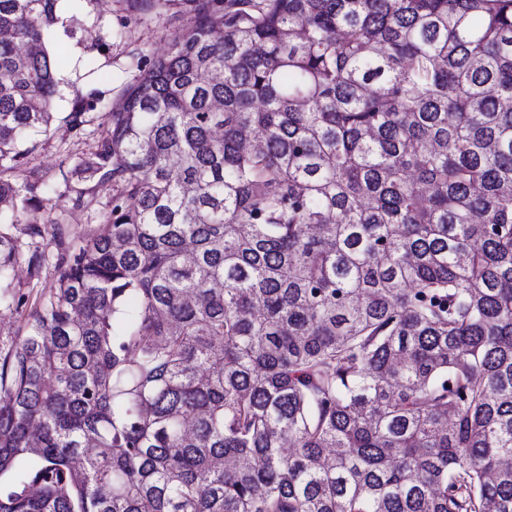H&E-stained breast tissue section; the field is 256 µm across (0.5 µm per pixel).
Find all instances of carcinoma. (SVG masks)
Segmentation results:
<instances>
[{"label": "carcinoma", "mask_w": 512, "mask_h": 512, "mask_svg": "<svg viewBox=\"0 0 512 512\" xmlns=\"http://www.w3.org/2000/svg\"><path fill=\"white\" fill-rule=\"evenodd\" d=\"M57 2L0 0V512H512V0H184L48 253ZM14 277V284L20 286L27 291L28 288H34L32 298L34 299L36 294L46 292L48 288H53L56 283L57 274L53 267L44 269L41 277L37 279H30L27 267L25 264H19L15 267L12 272Z\"/></svg>", "instance_id": "obj_1"}]
</instances>
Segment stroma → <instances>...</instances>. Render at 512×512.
<instances>
[{
    "instance_id": "obj_1",
    "label": "stroma",
    "mask_w": 512,
    "mask_h": 512,
    "mask_svg": "<svg viewBox=\"0 0 512 512\" xmlns=\"http://www.w3.org/2000/svg\"><path fill=\"white\" fill-rule=\"evenodd\" d=\"M59 21L44 34L51 55L61 56L56 70L62 97L54 103V120L42 135L38 148L28 155V166L39 169L53 190L45 206L27 210L22 223L66 224L80 236L93 225L104 223L112 198L111 183H98L95 212L74 208L65 197L63 176L79 180L78 166L92 151L104 130L101 111H93L82 132L66 121L76 101L96 94L106 107L118 104L127 87L140 75L137 59H152L166 51L188 26L183 0H167L150 18L130 14L125 0H58Z\"/></svg>"
}]
</instances>
